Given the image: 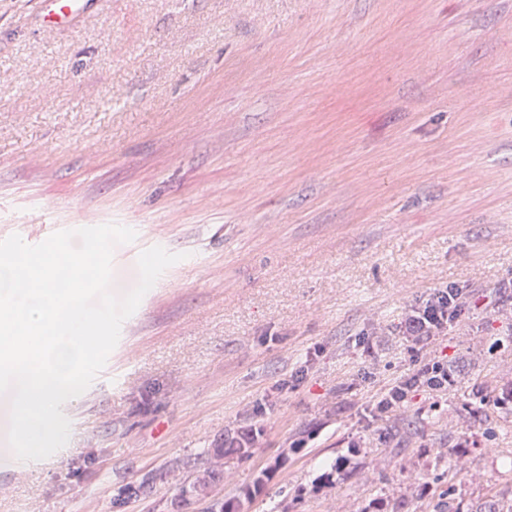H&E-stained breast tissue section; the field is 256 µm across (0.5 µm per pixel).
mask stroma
Wrapping results in <instances>:
<instances>
[{"label": "stroma", "mask_w": 512, "mask_h": 512, "mask_svg": "<svg viewBox=\"0 0 512 512\" xmlns=\"http://www.w3.org/2000/svg\"><path fill=\"white\" fill-rule=\"evenodd\" d=\"M0 0V235L117 223L111 290L181 254L0 512H460L512 495V0ZM463 311L416 339L437 292ZM446 387L378 403L425 363ZM149 472V502L112 500ZM44 6V19L60 25L67 24L84 9V0H41ZM226 442H222L217 448H211L205 453L207 459L203 462L204 469L191 479L187 477L181 487L180 498L187 500L188 498L205 499L211 497L212 487L223 481L224 479V459L229 456H244L241 453L242 448H233L234 441H230L229 447L226 448ZM264 485V479L258 476L254 483L253 488H247L242 491L239 496L233 499L224 501V499L214 498L211 504L206 508L205 512H240L241 506L244 502L250 501L256 493H258Z\"/></svg>", "instance_id": "obj_1"}]
</instances>
